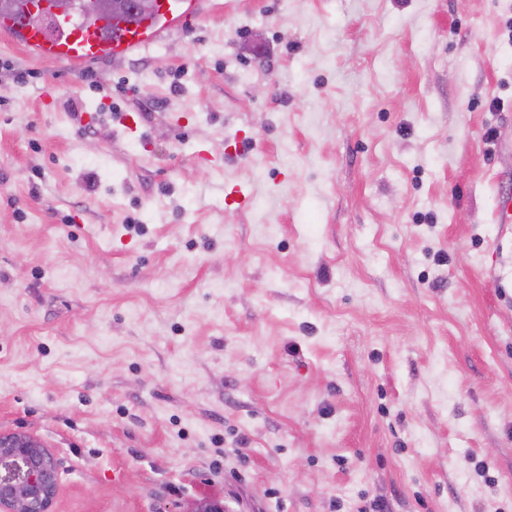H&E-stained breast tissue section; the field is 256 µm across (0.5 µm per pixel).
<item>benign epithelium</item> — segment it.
I'll return each instance as SVG.
<instances>
[{"mask_svg":"<svg viewBox=\"0 0 512 512\" xmlns=\"http://www.w3.org/2000/svg\"><path fill=\"white\" fill-rule=\"evenodd\" d=\"M55 457L26 431L0 432V512H51L58 492ZM187 512H227L224 501L204 497Z\"/></svg>","mask_w":512,"mask_h":512,"instance_id":"benign-epithelium-1","label":"benign epithelium"}]
</instances>
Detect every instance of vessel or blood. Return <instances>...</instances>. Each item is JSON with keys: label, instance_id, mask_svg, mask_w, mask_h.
Returning a JSON list of instances; mask_svg holds the SVG:
<instances>
[{"label": "vessel or blood", "instance_id": "1", "mask_svg": "<svg viewBox=\"0 0 512 512\" xmlns=\"http://www.w3.org/2000/svg\"><path fill=\"white\" fill-rule=\"evenodd\" d=\"M214 0H157L148 17L122 21L87 23L61 19L54 37H46L40 26L31 23L30 11L0 20V35L21 45L34 58L50 56L72 68L124 59L162 44L187 22L213 11Z\"/></svg>", "mask_w": 512, "mask_h": 512}]
</instances>
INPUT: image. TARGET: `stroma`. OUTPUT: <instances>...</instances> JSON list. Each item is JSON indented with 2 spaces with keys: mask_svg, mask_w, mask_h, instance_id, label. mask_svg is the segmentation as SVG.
<instances>
[{
  "mask_svg": "<svg viewBox=\"0 0 512 512\" xmlns=\"http://www.w3.org/2000/svg\"><path fill=\"white\" fill-rule=\"evenodd\" d=\"M217 3L0 40V432L53 512H512V0ZM26 0H0V16L18 13L0 21V33L21 45L33 57H54L73 69L106 61L129 58L147 48L165 42L170 35L183 29L187 22L204 17L213 11L212 0H157L155 13L148 17H132L122 21H78L71 15L87 20L97 14L112 17L146 15L140 9L149 10L151 0H139L136 7L128 9L130 0H111V7L117 12L105 11L101 5L106 0H68L67 18L61 19L56 35L47 38L40 26L30 22L33 16ZM128 9V10H127ZM21 12V13H19Z\"/></svg>",
  "mask_w": 512,
  "mask_h": 512,
  "instance_id": "35a3bbf8",
  "label": "stroma"
}]
</instances>
